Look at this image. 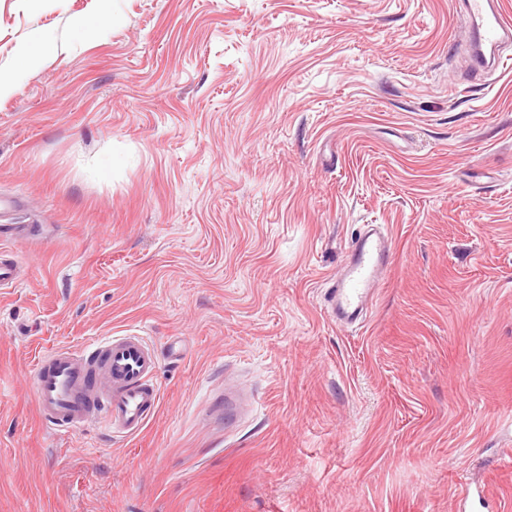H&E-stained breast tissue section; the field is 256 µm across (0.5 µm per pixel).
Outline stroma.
<instances>
[{
    "label": "stroma",
    "mask_w": 512,
    "mask_h": 512,
    "mask_svg": "<svg viewBox=\"0 0 512 512\" xmlns=\"http://www.w3.org/2000/svg\"><path fill=\"white\" fill-rule=\"evenodd\" d=\"M97 28L79 37L78 20ZM452 0H0V512H512V43ZM358 328L324 303L361 225ZM136 332L138 437L38 353ZM363 226L350 247L342 273L331 281L325 293L332 319L347 325L366 321L392 250V239L379 224ZM158 368L155 347L138 333L38 354L33 386L41 420L60 436L97 421L111 433L136 436L160 403Z\"/></svg>",
    "instance_id": "1"
}]
</instances>
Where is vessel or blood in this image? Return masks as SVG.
Wrapping results in <instances>:
<instances>
[{
	"instance_id": "b4317fda",
	"label": "vessel or blood",
	"mask_w": 512,
	"mask_h": 512,
	"mask_svg": "<svg viewBox=\"0 0 512 512\" xmlns=\"http://www.w3.org/2000/svg\"><path fill=\"white\" fill-rule=\"evenodd\" d=\"M479 43L496 47L512 38V17L500 0H462ZM392 239L369 224L350 247L342 273L326 290L332 319L363 324L381 286ZM159 358L148 337L134 333L74 348L60 346L34 360V395L43 422L61 436L93 422L112 433L138 435L155 414Z\"/></svg>"
}]
</instances>
